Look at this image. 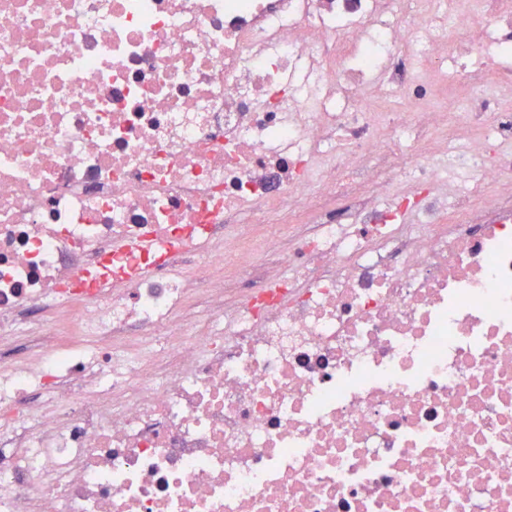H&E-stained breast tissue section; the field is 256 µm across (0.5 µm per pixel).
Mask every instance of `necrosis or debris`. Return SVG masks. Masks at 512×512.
Returning a JSON list of instances; mask_svg holds the SVG:
<instances>
[{"instance_id":"obj_1","label":"necrosis or debris","mask_w":512,"mask_h":512,"mask_svg":"<svg viewBox=\"0 0 512 512\" xmlns=\"http://www.w3.org/2000/svg\"><path fill=\"white\" fill-rule=\"evenodd\" d=\"M503 87L512 0H0V512H512Z\"/></svg>"}]
</instances>
